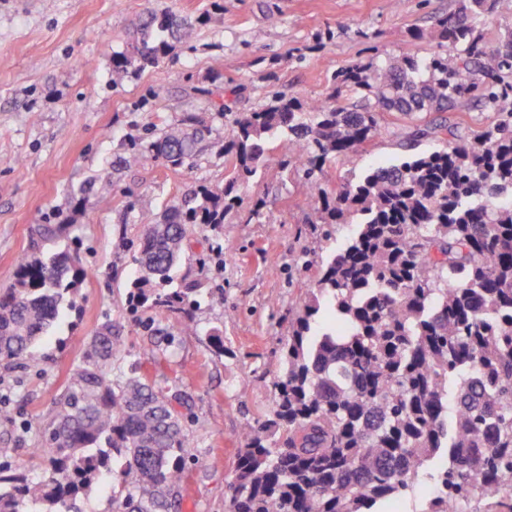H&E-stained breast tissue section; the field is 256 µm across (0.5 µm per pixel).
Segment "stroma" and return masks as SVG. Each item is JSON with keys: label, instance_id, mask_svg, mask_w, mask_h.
Here are the masks:
<instances>
[{"label": "stroma", "instance_id": "obj_1", "mask_svg": "<svg viewBox=\"0 0 512 512\" xmlns=\"http://www.w3.org/2000/svg\"><path fill=\"white\" fill-rule=\"evenodd\" d=\"M456 0H0V290L12 286L19 260L32 251L41 224H67L58 248H79L91 275L78 286L76 308L54 328L40 363L0 368V447L35 467L29 449L81 360L80 339L104 321L120 338L115 377L132 367L188 399L181 412L194 458L169 512H224V495L246 423L275 405L272 383L282 371L289 314L304 302L314 272L339 251L354 227L331 239L315 229L308 187L273 153L259 177L238 191L223 225L197 224L174 280L203 279L214 296L194 314L197 331L180 332L158 310L130 313L126 297L143 225L166 203L201 185L223 186L229 164L219 149L179 170L153 162L123 166L132 144L150 128L192 113L219 142L231 116L264 107L285 94L323 102L333 70L374 59H396L430 46L414 44L408 29L432 26ZM205 16L190 44L157 67L112 81V54L126 47L134 24L151 12ZM227 106L226 116L214 108ZM414 122L388 117L381 135L348 160L326 162V188L355 181L406 154ZM112 174L105 195L87 193L102 171ZM258 218L249 213L255 203ZM306 256L311 269L295 266ZM220 328L224 352L206 333ZM169 347L153 359L151 345Z\"/></svg>", "mask_w": 512, "mask_h": 512}]
</instances>
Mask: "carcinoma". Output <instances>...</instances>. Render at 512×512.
I'll use <instances>...</instances> for the list:
<instances>
[{
    "mask_svg": "<svg viewBox=\"0 0 512 512\" xmlns=\"http://www.w3.org/2000/svg\"><path fill=\"white\" fill-rule=\"evenodd\" d=\"M457 9L411 38L428 55L371 61L333 72L330 101L274 96L238 112L220 150L233 170L220 189L200 186L145 225L128 291L131 309H161L194 330L205 290L186 275L168 287L191 224H222L237 189L264 166L270 145L304 173L323 236L352 224L345 247L318 265L292 313L276 406L244 428L224 512H376L433 481L420 512H512V0H457ZM498 21L494 40L488 20ZM172 12L151 13L112 54V82L158 65L192 35ZM353 101L338 104L341 92ZM494 120L459 135L465 105ZM448 116L432 120V113ZM385 114L420 117L413 140L438 146L381 165L329 191L323 165L346 160L379 135ZM188 115L126 163L182 167L205 148ZM70 229L41 224L33 254L0 295V360H39L87 276L77 253L45 252ZM326 312L325 332H312ZM82 361L32 449L38 474L0 448V512H83L111 474L113 512H168L191 438L170 389L138 368L112 379L120 352L112 324L82 341Z\"/></svg>",
    "mask_w": 512,
    "mask_h": 512,
    "instance_id": "1",
    "label": "carcinoma"
}]
</instances>
